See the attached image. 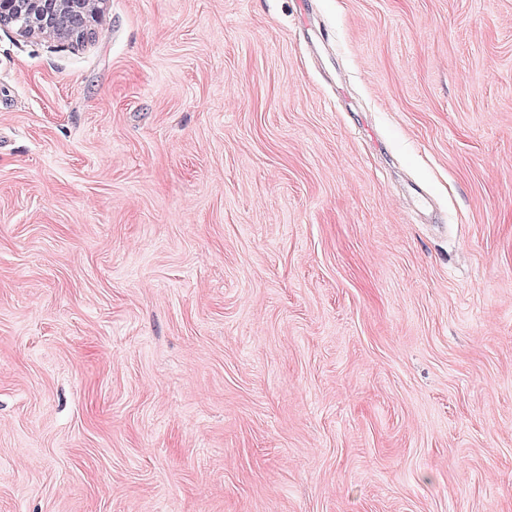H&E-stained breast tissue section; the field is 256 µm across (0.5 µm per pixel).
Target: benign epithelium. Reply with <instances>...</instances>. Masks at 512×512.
Returning <instances> with one entry per match:
<instances>
[{"label":"benign epithelium","instance_id":"1","mask_svg":"<svg viewBox=\"0 0 512 512\" xmlns=\"http://www.w3.org/2000/svg\"><path fill=\"white\" fill-rule=\"evenodd\" d=\"M95 2L102 0H0V25L25 37L80 38L99 16Z\"/></svg>","mask_w":512,"mask_h":512}]
</instances>
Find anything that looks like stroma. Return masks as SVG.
<instances>
[{"label": "stroma", "mask_w": 512, "mask_h": 512, "mask_svg": "<svg viewBox=\"0 0 512 512\" xmlns=\"http://www.w3.org/2000/svg\"><path fill=\"white\" fill-rule=\"evenodd\" d=\"M0 26V512H512V0H104ZM102 0H0V25L25 37L70 40L82 37L99 16Z\"/></svg>", "instance_id": "obj_1"}]
</instances>
